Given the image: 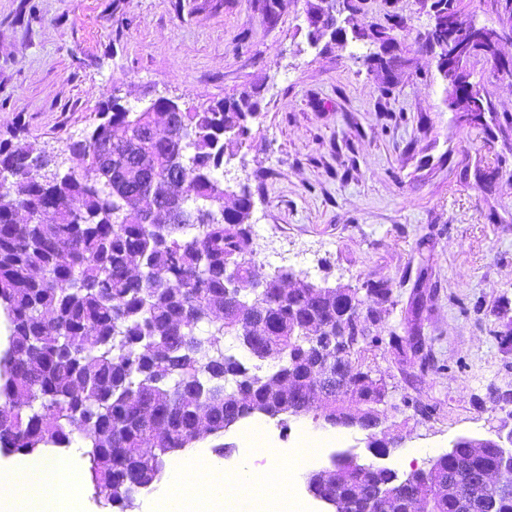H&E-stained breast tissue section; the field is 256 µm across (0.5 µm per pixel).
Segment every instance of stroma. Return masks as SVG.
<instances>
[{
	"mask_svg": "<svg viewBox=\"0 0 512 512\" xmlns=\"http://www.w3.org/2000/svg\"><path fill=\"white\" fill-rule=\"evenodd\" d=\"M310 0H0V138L63 151L119 95L202 108L261 87L260 117L224 156V183L253 193L254 268L317 283L394 284L377 327L401 330L419 267L432 300L422 322L428 369L402 374L388 345L364 361L403 413L397 443L374 458L365 431L337 428L335 448L398 476L427 467L462 437L490 438L512 391V78L471 60L468 80L492 105L482 124L448 107L436 54L422 50V0H361L339 23L346 41L308 42ZM407 30L383 75L359 37L386 15ZM508 159L494 170L496 156ZM411 448L422 449L408 457Z\"/></svg>",
	"mask_w": 512,
	"mask_h": 512,
	"instance_id": "35a3bbf8",
	"label": "stroma"
}]
</instances>
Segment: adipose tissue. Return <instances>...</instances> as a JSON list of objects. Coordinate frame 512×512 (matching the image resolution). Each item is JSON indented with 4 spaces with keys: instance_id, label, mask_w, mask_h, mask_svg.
<instances>
[{
    "instance_id": "adipose-tissue-1",
    "label": "adipose tissue",
    "mask_w": 512,
    "mask_h": 512,
    "mask_svg": "<svg viewBox=\"0 0 512 512\" xmlns=\"http://www.w3.org/2000/svg\"><path fill=\"white\" fill-rule=\"evenodd\" d=\"M301 470L298 464L281 469L271 452L257 449L235 469L214 460L201 473L188 451L170 473L171 493L157 496L143 512H276L277 496L260 494V487H285L289 474ZM197 478L206 484V495L198 504L186 492ZM0 512H86L75 455L34 453L0 464Z\"/></svg>"
}]
</instances>
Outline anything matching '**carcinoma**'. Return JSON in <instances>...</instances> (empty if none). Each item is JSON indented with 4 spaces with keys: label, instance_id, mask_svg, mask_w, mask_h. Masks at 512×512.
Returning a JSON list of instances; mask_svg holds the SVG:
<instances>
[{
    "label": "carcinoma",
    "instance_id": "cac0c4a2",
    "mask_svg": "<svg viewBox=\"0 0 512 512\" xmlns=\"http://www.w3.org/2000/svg\"><path fill=\"white\" fill-rule=\"evenodd\" d=\"M462 2L431 0L440 22L422 46L447 40L450 16L461 19L458 32L469 37ZM308 13L322 20L309 29L311 42L332 44L345 32L336 0H318ZM403 29L392 14L372 28L367 38L379 48L378 61ZM472 49L473 57L512 74V63L498 62L497 43L478 41ZM467 63L451 77L443 66L437 70L450 105L479 122L492 108L479 91H467ZM261 110L254 88L201 110L183 108L174 129L152 133L153 113L132 112L112 96L91 129L66 144L82 166L46 178L34 173L33 152L0 140V306L11 331L0 356L1 448L27 455L67 448L79 437L89 448L95 494L126 512L159 480L165 456L197 442L195 395L210 401L211 435L224 432L227 416H287L313 386L334 393L336 368L320 377L313 367L338 351L357 379L350 394L327 400L328 408L358 412L388 392L362 383L359 359L383 343L373 329L396 304L390 281L362 282L371 304L356 324L344 315L362 289L288 271L251 287L253 196L244 185L224 205L217 172ZM109 141L112 150L101 151ZM182 166L183 185L172 178ZM153 194L165 199L164 208L142 207ZM427 300L414 291L405 335L389 332L401 365L427 364ZM226 336L239 340L247 359L224 349ZM332 462L330 492L354 503L370 486L388 489L392 512H471L465 488L441 497L434 486L454 485L462 468L475 477L494 470L499 479L484 488L483 508L512 512V448L496 439L473 455L454 446L402 480L347 453Z\"/></svg>",
    "mask_w": 512,
    "mask_h": 512
}]
</instances>
